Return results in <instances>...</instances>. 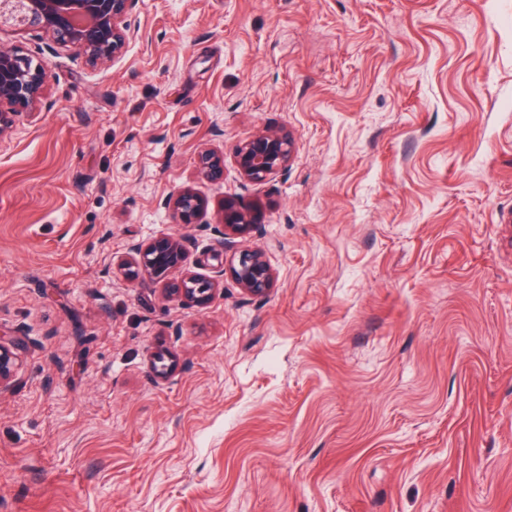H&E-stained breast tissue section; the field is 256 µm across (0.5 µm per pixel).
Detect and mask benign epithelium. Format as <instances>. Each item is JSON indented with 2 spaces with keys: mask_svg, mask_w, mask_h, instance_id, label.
Wrapping results in <instances>:
<instances>
[{
  "mask_svg": "<svg viewBox=\"0 0 512 512\" xmlns=\"http://www.w3.org/2000/svg\"><path fill=\"white\" fill-rule=\"evenodd\" d=\"M135 0H0V27L37 29L60 44L82 51L89 61L120 57L136 30L127 22ZM45 79L43 64L14 51L0 49V138L14 126L16 117L39 103ZM296 154L293 136L278 129H265L242 142L236 149L234 165L247 182H264L288 169ZM197 173L208 180L224 177V153L213 149L197 157ZM182 224H195L203 205L197 193L184 187L168 201ZM261 224L259 209L236 195L224 197L215 231L221 243L249 235ZM188 252L184 239L163 234L130 246L119 267L127 278L142 275L164 281L163 295L202 306L217 293L224 292V274L231 275L241 291L250 297L266 296L275 285L276 273L259 249L234 253L229 266H220L213 275L201 277L186 269ZM184 270L176 280L167 279L174 270ZM14 341H0V393L10 390L20 364Z\"/></svg>",
  "mask_w": 512,
  "mask_h": 512,
  "instance_id": "7a95c632",
  "label": "benign epithelium"
}]
</instances>
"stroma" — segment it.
<instances>
[{
    "label": "stroma",
    "instance_id": "stroma-1",
    "mask_svg": "<svg viewBox=\"0 0 512 512\" xmlns=\"http://www.w3.org/2000/svg\"><path fill=\"white\" fill-rule=\"evenodd\" d=\"M124 55L34 29L0 140V512H512V0H138ZM284 129L287 170L237 146ZM224 154L198 178L197 155ZM193 187L199 223L167 199ZM237 239L277 274L203 308L117 267ZM44 79L42 63L0 49V140L13 128L16 117L37 106ZM295 154L296 142L290 133L265 129L237 147L234 165L242 180L259 183L288 169ZM197 173L202 179L219 180L224 177V154L213 149L201 151L197 157ZM259 224H262L261 214L252 202L241 196H225L214 227V231L221 237L222 255H224V246L227 247L232 243L231 239L249 235ZM20 348L17 342H2L0 336V394L12 387L13 378L20 364L17 352Z\"/></svg>",
    "mask_w": 512,
    "mask_h": 512
}]
</instances>
